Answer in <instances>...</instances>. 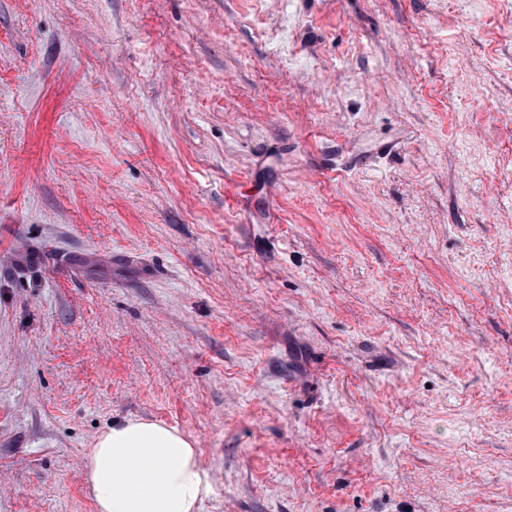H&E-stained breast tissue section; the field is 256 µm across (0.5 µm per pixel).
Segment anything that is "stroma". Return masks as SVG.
Listing matches in <instances>:
<instances>
[{
    "mask_svg": "<svg viewBox=\"0 0 512 512\" xmlns=\"http://www.w3.org/2000/svg\"><path fill=\"white\" fill-rule=\"evenodd\" d=\"M124 417L200 512H512V0H0V512Z\"/></svg>",
    "mask_w": 512,
    "mask_h": 512,
    "instance_id": "35a3bbf8",
    "label": "stroma"
}]
</instances>
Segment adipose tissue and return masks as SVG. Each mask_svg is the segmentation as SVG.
<instances>
[{
    "mask_svg": "<svg viewBox=\"0 0 512 512\" xmlns=\"http://www.w3.org/2000/svg\"><path fill=\"white\" fill-rule=\"evenodd\" d=\"M84 468L96 512H198L211 491L192 439L145 419L114 421Z\"/></svg>",
    "mask_w": 512,
    "mask_h": 512,
    "instance_id": "ef3b65f1",
    "label": "adipose tissue"
}]
</instances>
